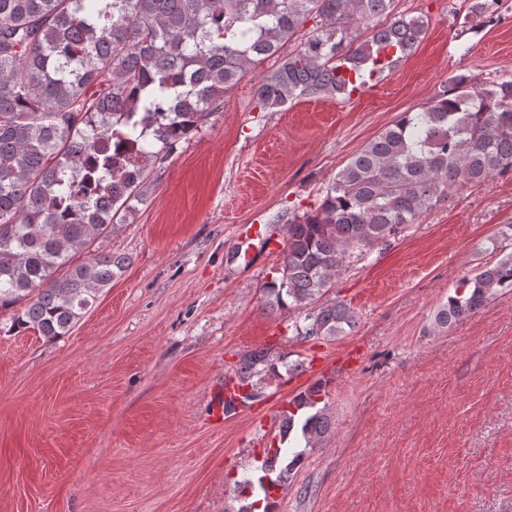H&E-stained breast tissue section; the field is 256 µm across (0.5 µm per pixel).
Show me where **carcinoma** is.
I'll list each match as a JSON object with an SVG mask.
<instances>
[{"mask_svg":"<svg viewBox=\"0 0 512 512\" xmlns=\"http://www.w3.org/2000/svg\"><path fill=\"white\" fill-rule=\"evenodd\" d=\"M312 29L305 30L309 21ZM428 21L395 0H0V334H69L129 258L92 250L131 223L150 190L149 164L164 161L251 68L274 61L255 96L264 110L303 98H346L358 81L412 54ZM512 171V79L477 87L465 76L419 112H403L351 156L313 210L287 224L263 307L304 312L301 340L356 327L342 300L324 299L351 255L406 232L460 190ZM82 254L88 258L75 260ZM512 290V254L462 278L435 315L463 321ZM288 371V354L245 352L234 374ZM326 386L315 382L283 411L279 442L300 433L314 448L330 427ZM237 403V404H239ZM229 402L224 412L237 408ZM256 497L241 512H272L304 453L263 450Z\"/></svg>","mask_w":512,"mask_h":512,"instance_id":"obj_1","label":"carcinoma"}]
</instances>
